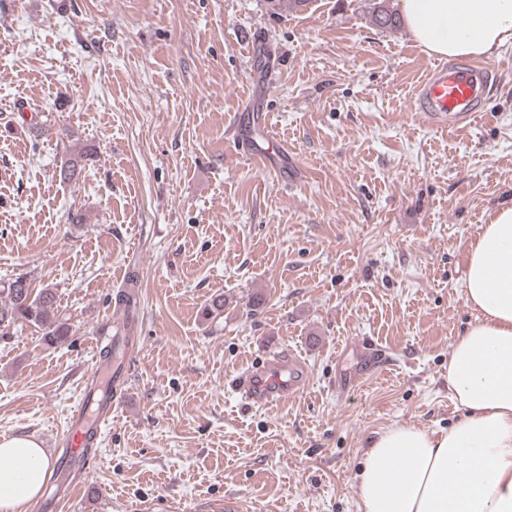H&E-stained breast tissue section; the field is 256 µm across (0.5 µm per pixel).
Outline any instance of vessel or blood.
Wrapping results in <instances>:
<instances>
[{"label": "vessel or blood", "instance_id": "obj_1", "mask_svg": "<svg viewBox=\"0 0 512 512\" xmlns=\"http://www.w3.org/2000/svg\"><path fill=\"white\" fill-rule=\"evenodd\" d=\"M489 94V69L467 61L439 62L429 69L409 103L413 112L423 113L438 128L457 131L470 126L483 111ZM286 148L272 136L250 149L248 157L262 165H271ZM357 364L341 378L338 387L348 392L359 381L382 368L386 350L375 343L356 347ZM304 371L292 356L247 369L238 379L237 390L249 404L271 406L300 392ZM113 386L125 383L124 373L111 364H103L90 374L80 405L72 412L66 434V446L59 449L49 464V482L55 493L49 502L52 512L73 499L76 491L88 489L91 478V446L102 425L112 418L113 398L101 386L102 378Z\"/></svg>", "mask_w": 512, "mask_h": 512}]
</instances>
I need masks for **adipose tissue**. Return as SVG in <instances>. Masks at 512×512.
Instances as JSON below:
<instances>
[{
	"label": "adipose tissue",
	"instance_id": "1",
	"mask_svg": "<svg viewBox=\"0 0 512 512\" xmlns=\"http://www.w3.org/2000/svg\"><path fill=\"white\" fill-rule=\"evenodd\" d=\"M407 34L431 56L497 55L512 44V0H398ZM477 317L448 356L464 412L448 430L389 427L368 443L362 512H512V207L490 211L467 255ZM48 456L31 436L0 439V512H25Z\"/></svg>",
	"mask_w": 512,
	"mask_h": 512
}]
</instances>
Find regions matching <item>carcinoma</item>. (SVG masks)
<instances>
[{
  "mask_svg": "<svg viewBox=\"0 0 512 512\" xmlns=\"http://www.w3.org/2000/svg\"><path fill=\"white\" fill-rule=\"evenodd\" d=\"M374 23L384 29H392L400 23L395 11L390 9V0H367ZM87 153H72L60 167L59 177L64 181L72 180L82 170ZM0 293L4 295V304L0 306V328H9L18 321L30 323L45 330V339L59 341L70 333L67 319L60 316L56 306V294L52 288L38 291L30 288L23 277H18Z\"/></svg>",
  "mask_w": 512,
  "mask_h": 512,
  "instance_id": "cac0c4a2",
  "label": "carcinoma"
}]
</instances>
